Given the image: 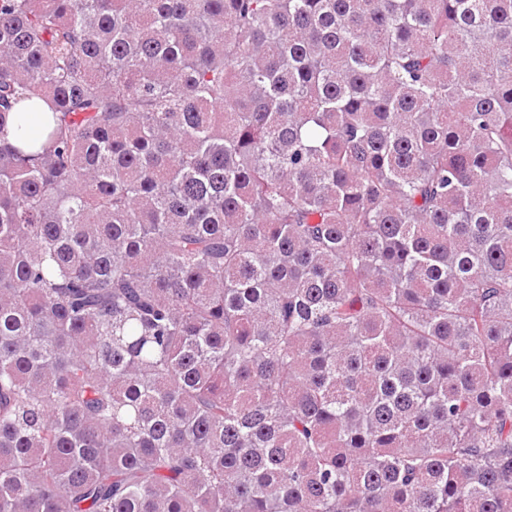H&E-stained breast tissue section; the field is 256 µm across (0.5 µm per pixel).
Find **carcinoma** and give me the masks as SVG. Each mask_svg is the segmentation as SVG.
<instances>
[{
  "instance_id": "obj_1",
  "label": "carcinoma",
  "mask_w": 512,
  "mask_h": 512,
  "mask_svg": "<svg viewBox=\"0 0 512 512\" xmlns=\"http://www.w3.org/2000/svg\"><path fill=\"white\" fill-rule=\"evenodd\" d=\"M0 512H512V0H0Z\"/></svg>"
}]
</instances>
